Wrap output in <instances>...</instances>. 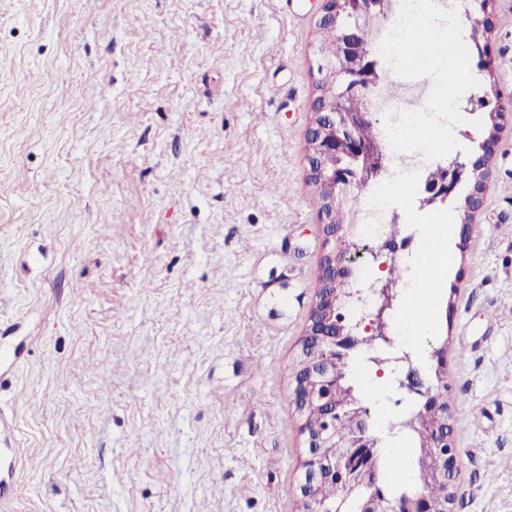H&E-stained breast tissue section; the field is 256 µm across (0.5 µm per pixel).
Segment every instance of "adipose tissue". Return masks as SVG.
Wrapping results in <instances>:
<instances>
[{
	"mask_svg": "<svg viewBox=\"0 0 512 512\" xmlns=\"http://www.w3.org/2000/svg\"><path fill=\"white\" fill-rule=\"evenodd\" d=\"M448 32V21L435 16L432 0H418L413 39L426 43L432 54L440 58L439 75L453 88L457 85V64L453 47L447 40ZM422 242L426 261L422 272L414 274L407 283L409 306L400 325L402 335L411 344L434 331L442 275L450 254L447 232L428 233Z\"/></svg>",
	"mask_w": 512,
	"mask_h": 512,
	"instance_id": "obj_1",
	"label": "adipose tissue"
}]
</instances>
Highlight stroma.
<instances>
[{
    "mask_svg": "<svg viewBox=\"0 0 512 512\" xmlns=\"http://www.w3.org/2000/svg\"><path fill=\"white\" fill-rule=\"evenodd\" d=\"M318 0H0V512H299ZM450 226L452 512H512V0ZM496 144V136L490 133L482 143L477 145V150L480 149V153H475L469 157L467 162L455 160L449 165L440 166L443 173L442 179L436 182L426 180L424 183L420 202L423 205H432L438 202H446L460 183L462 175H466L470 179V192L465 196L459 207L464 214L462 234L468 231V224L472 215L479 212L484 206L489 160L495 152Z\"/></svg>",
    "mask_w": 512,
    "mask_h": 512,
    "instance_id": "35a3bbf8",
    "label": "stroma"
}]
</instances>
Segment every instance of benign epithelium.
<instances>
[{
    "label": "benign epithelium",
    "instance_id": "benign-epithelium-1",
    "mask_svg": "<svg viewBox=\"0 0 512 512\" xmlns=\"http://www.w3.org/2000/svg\"><path fill=\"white\" fill-rule=\"evenodd\" d=\"M321 26L337 29L335 43L329 49L330 61L318 58L317 91L320 95L313 103L315 120L308 131L310 179L317 187L330 193L329 204L320 208L328 219L324 225L326 245L329 246L321 262V288L318 301L310 317V325L301 341L299 370L295 379V404L300 415L312 407L318 412L314 422L303 420L302 430L307 435V458L300 483L303 512H324L310 500L308 488L312 484L328 480L346 487L365 485L372 494L360 505L362 512H375L376 504L384 506L383 512H402V501L388 495L382 488L383 479L375 464L378 450L371 437L372 423L365 410L355 412L346 409L339 392L340 377L336 362L363 347L369 336L384 332L381 317L360 329L340 328L336 325V283L351 276V259L358 252V245L336 224L334 209L336 191L363 188L387 169V158L378 154L371 143L362 139L359 129L373 121V112L365 108L353 112L336 107V97L358 98L369 101L382 92L381 74L373 65L374 53L363 36L362 20L385 8L384 0H323ZM478 103L490 107L494 116L503 115L501 96L495 84L485 89ZM497 138L489 134L481 143L480 152L466 162L457 160L441 167L442 179L425 181L420 202L432 205L445 202L455 191L462 176L470 179V192L460 205L465 219L462 232L468 231L470 217L479 212L485 202L489 160L495 152ZM411 238L383 241L379 250H370L373 257L382 250L396 254L409 247ZM398 389L409 391L421 399V409L435 414L445 427L429 431L427 464L449 486H454V461L456 448L448 426V408L440 388L413 383L409 376L396 379ZM344 418L355 431V439L348 445L349 451L338 461L329 463L318 454L320 448H334L332 438L337 419Z\"/></svg>",
    "mask_w": 512,
    "mask_h": 512
}]
</instances>
